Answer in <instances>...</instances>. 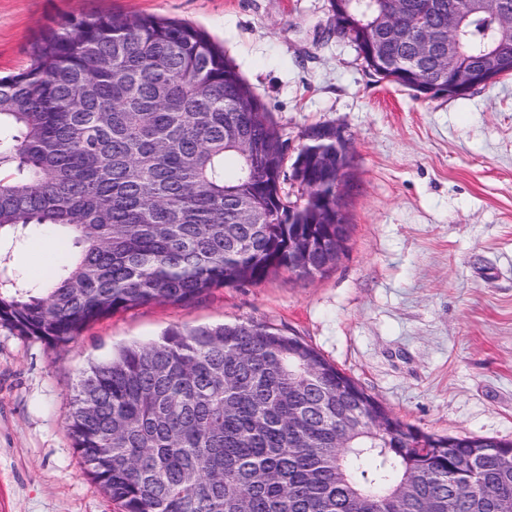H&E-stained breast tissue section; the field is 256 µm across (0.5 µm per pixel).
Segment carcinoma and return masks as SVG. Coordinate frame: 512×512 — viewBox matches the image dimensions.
Returning a JSON list of instances; mask_svg holds the SVG:
<instances>
[{
    "mask_svg": "<svg viewBox=\"0 0 512 512\" xmlns=\"http://www.w3.org/2000/svg\"><path fill=\"white\" fill-rule=\"evenodd\" d=\"M460 11L462 62L512 32ZM396 0H346L336 36L359 46ZM370 74L433 76L403 29ZM0 231L62 228L78 248L42 288L0 257V325L50 346L133 307L189 304L290 271L288 241L334 224L288 210L285 143L203 30L153 15L70 20L0 77ZM298 336L268 324L184 326L125 346L73 387L68 432L122 512H512V446L472 448L389 413Z\"/></svg>",
    "mask_w": 512,
    "mask_h": 512,
    "instance_id": "obj_1",
    "label": "carcinoma"
}]
</instances>
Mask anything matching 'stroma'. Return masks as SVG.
<instances>
[{"instance_id":"35a3bbf8","label":"stroma","mask_w":512,"mask_h":512,"mask_svg":"<svg viewBox=\"0 0 512 512\" xmlns=\"http://www.w3.org/2000/svg\"><path fill=\"white\" fill-rule=\"evenodd\" d=\"M110 13L210 34L296 155L302 131L353 136L356 190L337 264L279 272L189 304H148L51 347L0 326V512H118L72 446L73 386L113 348L169 328L253 320L300 336L404 423L512 441V76L465 98L376 81L330 34L329 0H0V74L43 31ZM9 269L45 283L71 259L50 226L0 237Z\"/></svg>"}]
</instances>
